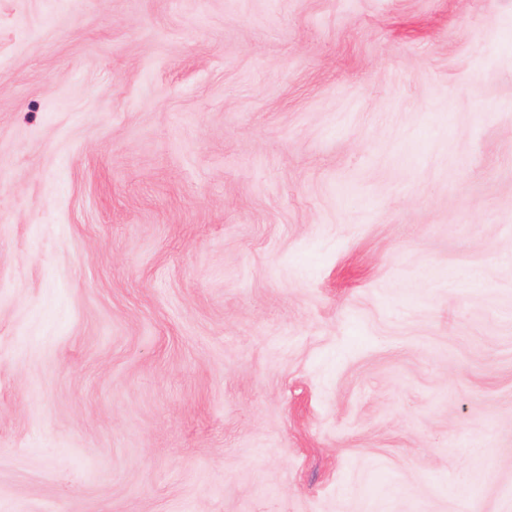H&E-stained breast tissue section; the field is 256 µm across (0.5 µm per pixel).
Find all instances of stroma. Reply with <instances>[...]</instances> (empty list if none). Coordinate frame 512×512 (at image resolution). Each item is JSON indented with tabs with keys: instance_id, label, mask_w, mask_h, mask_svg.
Instances as JSON below:
<instances>
[{
	"instance_id": "obj_1",
	"label": "stroma",
	"mask_w": 512,
	"mask_h": 512,
	"mask_svg": "<svg viewBox=\"0 0 512 512\" xmlns=\"http://www.w3.org/2000/svg\"><path fill=\"white\" fill-rule=\"evenodd\" d=\"M0 512H512V0H0Z\"/></svg>"
}]
</instances>
